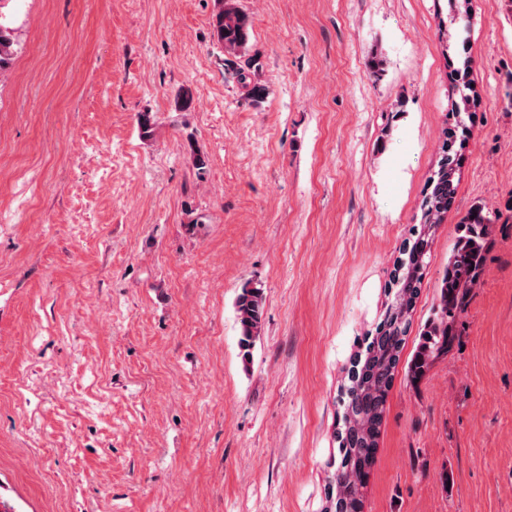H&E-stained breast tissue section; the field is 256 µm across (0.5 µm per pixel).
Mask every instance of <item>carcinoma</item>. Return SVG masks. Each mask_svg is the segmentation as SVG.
<instances>
[{
    "label": "carcinoma",
    "mask_w": 512,
    "mask_h": 512,
    "mask_svg": "<svg viewBox=\"0 0 512 512\" xmlns=\"http://www.w3.org/2000/svg\"><path fill=\"white\" fill-rule=\"evenodd\" d=\"M213 37L224 52V63H233L244 58V65L236 69L238 82L246 89V98L252 104L262 103L268 89L259 82L262 70L259 54L247 55L251 23L239 6L238 0H218L212 15ZM18 52V42L12 29L0 25V72L7 70ZM452 90L460 95L463 107H455L452 127L444 130L440 158L436 169L430 175L421 207L425 216L432 218V224L440 223L441 216L452 206L455 195L453 175L458 167L460 155L454 148L457 139H464L468 129L461 110H469L470 95L467 85L454 82ZM500 214L472 209L457 225V237L448 257L439 283V298L436 316L426 323L420 333L418 346L407 363L406 375L410 380L423 377L434 360L448 352L455 335L456 316L461 313L473 288L481 281L486 270V253L495 236ZM432 235L422 234V227L414 231L413 247L405 255V264L397 287L396 299L414 301L422 284L427 259L430 257ZM264 310L262 289L245 285L236 300L238 322L241 327V345L250 347L261 325ZM411 322L405 321L392 326L390 335L382 338L375 335L366 343L365 351L376 350L377 358H383L394 350L391 364H378L375 393L358 394L344 401V410L361 414L369 409L385 407L389 391L395 379L396 366L400 361L406 336ZM371 445L338 444L335 481L352 478V486L365 487L370 470L375 462L379 432L372 434Z\"/></svg>",
    "instance_id": "obj_1"
}]
</instances>
